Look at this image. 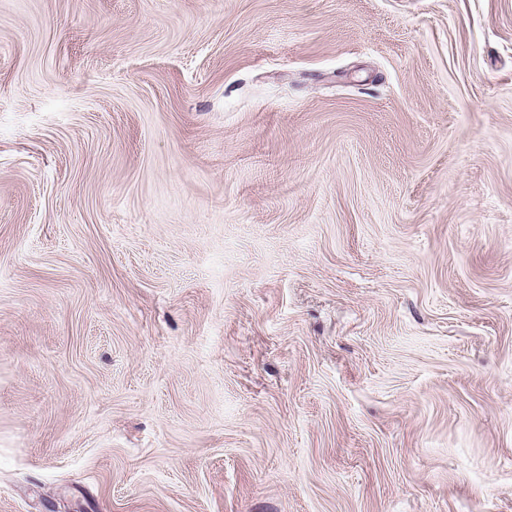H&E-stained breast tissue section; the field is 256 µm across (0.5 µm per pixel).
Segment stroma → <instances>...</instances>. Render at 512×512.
<instances>
[{"label":"stroma","mask_w":512,"mask_h":512,"mask_svg":"<svg viewBox=\"0 0 512 512\" xmlns=\"http://www.w3.org/2000/svg\"><path fill=\"white\" fill-rule=\"evenodd\" d=\"M0 512H512V0H0Z\"/></svg>","instance_id":"1"}]
</instances>
